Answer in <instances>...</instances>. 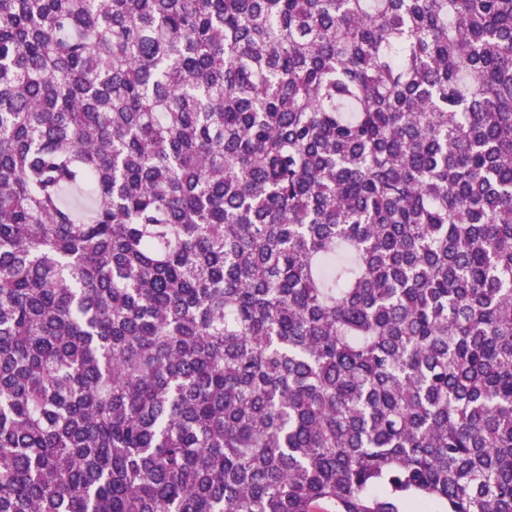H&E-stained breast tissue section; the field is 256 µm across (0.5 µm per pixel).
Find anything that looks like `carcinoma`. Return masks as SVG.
I'll use <instances>...</instances> for the list:
<instances>
[{"instance_id": "carcinoma-1", "label": "carcinoma", "mask_w": 512, "mask_h": 512, "mask_svg": "<svg viewBox=\"0 0 512 512\" xmlns=\"http://www.w3.org/2000/svg\"><path fill=\"white\" fill-rule=\"evenodd\" d=\"M512 512V0H0V512Z\"/></svg>"}]
</instances>
